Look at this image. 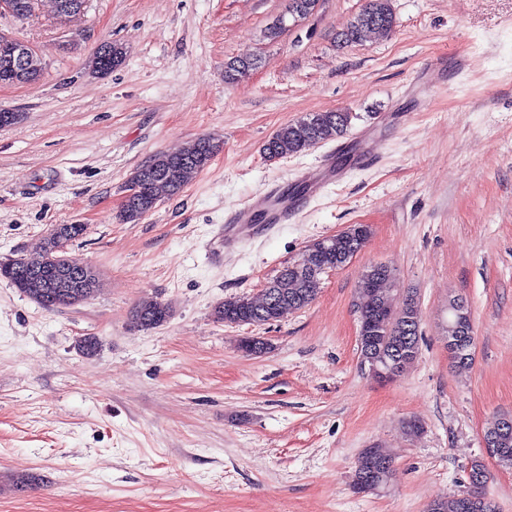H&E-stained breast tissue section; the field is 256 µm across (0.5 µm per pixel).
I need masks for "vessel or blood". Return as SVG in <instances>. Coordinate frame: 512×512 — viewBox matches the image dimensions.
I'll return each mask as SVG.
<instances>
[{
	"mask_svg": "<svg viewBox=\"0 0 512 512\" xmlns=\"http://www.w3.org/2000/svg\"><path fill=\"white\" fill-rule=\"evenodd\" d=\"M336 177V159L325 155L318 171H307L302 175L308 196L321 193L326 181ZM299 209L297 201L289 199L280 188L254 195L234 210L228 217L218 240L224 248H232L244 236L268 229L269 226L288 223Z\"/></svg>",
	"mask_w": 512,
	"mask_h": 512,
	"instance_id": "b4317fda",
	"label": "vessel or blood"
}]
</instances>
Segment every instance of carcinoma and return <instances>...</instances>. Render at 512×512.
I'll return each mask as SVG.
<instances>
[{"label":"carcinoma","mask_w":512,"mask_h":512,"mask_svg":"<svg viewBox=\"0 0 512 512\" xmlns=\"http://www.w3.org/2000/svg\"><path fill=\"white\" fill-rule=\"evenodd\" d=\"M396 24L391 0H366L350 27L343 34L347 43H358L371 34L387 35ZM111 56L112 68L124 63V49L114 43L100 46L92 59V73H100L99 65L106 56ZM255 66L249 58H235L227 63L225 78L236 82ZM351 122L348 112H319L281 126L264 145V153L270 159L298 154L314 144L344 136ZM216 146L207 138H199L176 151L159 153L140 166L130 178V183L140 186L138 193L124 200L120 218L125 223H137L150 213L163 194L174 196L188 182L203 171L211 161ZM371 235L366 231L361 236L345 241H331L330 256L321 259L294 261L284 266L279 274L264 288L261 302L249 304L243 316L254 322H263L271 308L279 315L311 304L320 289V283L312 282L306 274L308 265L322 266L331 270L345 265L346 252H361ZM395 280L392 270L384 265L370 266L357 289L359 312L367 317L376 313L383 304H393L392 289L387 284ZM414 297L403 300L400 309L393 311L389 321L380 328L381 341L376 349L360 347L361 355L378 357L386 361L398 373H405L419 355V328L411 322L415 317ZM170 317L167 305L159 301L139 303L132 312V322L141 328H156ZM488 444L493 448H512V431L503 434L491 427L485 432Z\"/></svg>","instance_id":"cac0c4a2"}]
</instances>
